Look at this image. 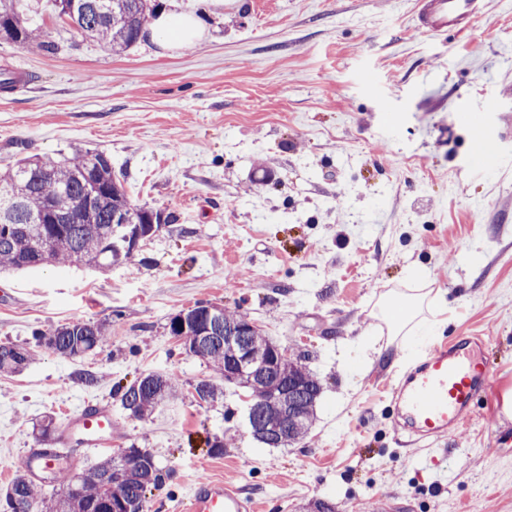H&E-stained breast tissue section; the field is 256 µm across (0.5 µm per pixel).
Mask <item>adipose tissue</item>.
Instances as JSON below:
<instances>
[{"label": "adipose tissue", "instance_id": "obj_1", "mask_svg": "<svg viewBox=\"0 0 512 512\" xmlns=\"http://www.w3.org/2000/svg\"><path fill=\"white\" fill-rule=\"evenodd\" d=\"M201 10H184L180 0H172L169 10L161 13L153 26L156 41L167 48L191 45L204 38L206 25L203 14L216 12L224 6V0H200ZM403 303L407 308L404 317L393 323L394 333L406 332L412 335H431L445 326L444 320L432 322L422 318L423 307H431L444 313L448 305L441 291L427 287L416 289L415 293H387L381 296L378 307L380 315H388L392 306Z\"/></svg>", "mask_w": 512, "mask_h": 512}]
</instances>
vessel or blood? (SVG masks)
Returning <instances> with one entry per match:
<instances>
[{"mask_svg":"<svg viewBox=\"0 0 512 512\" xmlns=\"http://www.w3.org/2000/svg\"><path fill=\"white\" fill-rule=\"evenodd\" d=\"M486 0H415L416 27L429 36L473 29ZM487 340L456 337L436 342L410 360L392 384L391 397L409 436L431 446L455 436L469 423L476 403L488 395L491 374L482 359ZM58 447L86 449L112 445V411L84 403L67 416ZM187 512H250V504L223 480L201 477L189 492Z\"/></svg>","mask_w":512,"mask_h":512,"instance_id":"1","label":"vessel or blood"}]
</instances>
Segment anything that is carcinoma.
Here are the masks:
<instances>
[{
    "instance_id": "1",
    "label": "carcinoma",
    "mask_w": 512,
    "mask_h": 512,
    "mask_svg": "<svg viewBox=\"0 0 512 512\" xmlns=\"http://www.w3.org/2000/svg\"><path fill=\"white\" fill-rule=\"evenodd\" d=\"M57 18L74 11L76 33L107 44L123 53L144 37L149 19L155 16L150 0H107V7H94L96 0H55ZM30 0H0V40L22 48L51 52L54 44L32 20ZM125 175L115 171L111 157L100 150L75 148L59 159L24 156L0 171V272L47 265L109 268L132 258L129 235L134 224H154L156 230L175 221L132 204ZM249 321L246 314L221 309L212 315L205 307L187 310L186 326L169 320L168 329L186 353L197 349L198 358L224 375L232 349L224 345V328ZM39 345L65 357H78L108 343L106 325L76 320L40 335ZM33 359L23 344H0V373L19 372ZM274 377L282 382H302L293 393L298 407L287 426L286 439L262 433L270 411L260 409L266 397L263 384L248 387V423L252 437L269 448H286L303 440L315 418L322 393L318 377L301 357L280 358ZM200 402L214 400L220 387L201 380L195 387ZM122 408L144 418L177 397L173 377L149 372L118 389ZM126 462L109 454L100 458L78 491L66 487L53 499L40 498L35 483L26 474L16 476L5 490L8 512H96L109 503L120 512H145L147 492L159 488L167 473L153 454L134 445L127 448Z\"/></svg>"
}]
</instances>
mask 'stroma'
Here are the masks:
<instances>
[{"label": "stroma", "instance_id": "1", "mask_svg": "<svg viewBox=\"0 0 512 512\" xmlns=\"http://www.w3.org/2000/svg\"><path fill=\"white\" fill-rule=\"evenodd\" d=\"M487 3L468 33L432 37L414 0H224L201 42L147 37L116 54L40 0L55 51L0 42V70L29 75L0 91V168L101 150L134 204L177 221L109 269L0 273V343L34 348L24 371L0 373V469L25 472L43 417L62 424L94 398L112 407L117 447L169 473L147 512H170L201 476L260 512H512V0ZM479 124L502 161L474 176ZM418 274L448 302L444 338L488 337L497 373V400L430 450L394 440L383 385L410 354L386 352L377 315ZM198 302L247 313L320 379L303 441H255L235 385L196 400L215 373L168 321ZM75 320L106 322L108 344L77 358L37 346ZM149 371L179 397L138 419L114 388Z\"/></svg>", "mask_w": 512, "mask_h": 512}]
</instances>
